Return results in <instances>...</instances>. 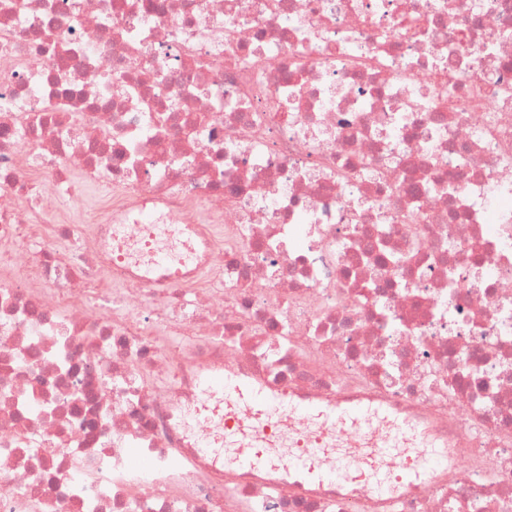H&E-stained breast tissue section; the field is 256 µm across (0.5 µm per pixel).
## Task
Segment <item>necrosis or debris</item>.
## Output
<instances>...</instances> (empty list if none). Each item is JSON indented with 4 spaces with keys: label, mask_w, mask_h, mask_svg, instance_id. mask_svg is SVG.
Returning a JSON list of instances; mask_svg holds the SVG:
<instances>
[{
    "label": "necrosis or debris",
    "mask_w": 512,
    "mask_h": 512,
    "mask_svg": "<svg viewBox=\"0 0 512 512\" xmlns=\"http://www.w3.org/2000/svg\"><path fill=\"white\" fill-rule=\"evenodd\" d=\"M0 244V512H512V0H0ZM112 199V188L105 184L88 185L86 187V198L79 212L66 210L65 216L82 224L94 222L96 213L100 206Z\"/></svg>",
    "instance_id": "4bbe7bcc"
}]
</instances>
